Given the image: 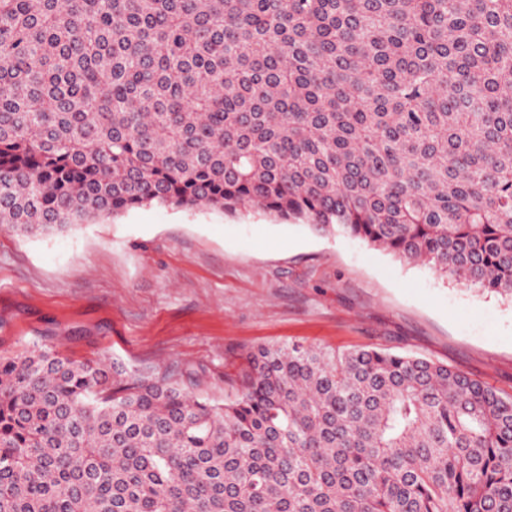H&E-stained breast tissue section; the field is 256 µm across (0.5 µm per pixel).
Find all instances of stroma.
<instances>
[{
	"instance_id": "stroma-1",
	"label": "stroma",
	"mask_w": 512,
	"mask_h": 512,
	"mask_svg": "<svg viewBox=\"0 0 512 512\" xmlns=\"http://www.w3.org/2000/svg\"><path fill=\"white\" fill-rule=\"evenodd\" d=\"M47 343L223 398L264 345L412 353L512 397V299L250 210L151 203L45 237L0 228V355Z\"/></svg>"
}]
</instances>
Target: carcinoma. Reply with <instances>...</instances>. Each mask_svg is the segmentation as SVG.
Masks as SVG:
<instances>
[{
    "mask_svg": "<svg viewBox=\"0 0 512 512\" xmlns=\"http://www.w3.org/2000/svg\"><path fill=\"white\" fill-rule=\"evenodd\" d=\"M252 207L512 298V0H0V227ZM235 394L0 355V512H512V397L378 347Z\"/></svg>",
    "mask_w": 512,
    "mask_h": 512,
    "instance_id": "1",
    "label": "carcinoma"
}]
</instances>
